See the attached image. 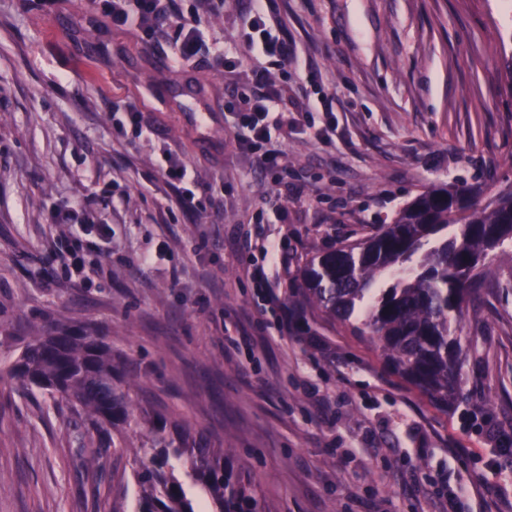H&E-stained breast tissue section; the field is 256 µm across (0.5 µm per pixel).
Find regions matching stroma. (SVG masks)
Returning <instances> with one entry per match:
<instances>
[{"label":"stroma","instance_id":"obj_1","mask_svg":"<svg viewBox=\"0 0 512 512\" xmlns=\"http://www.w3.org/2000/svg\"><path fill=\"white\" fill-rule=\"evenodd\" d=\"M197 13L207 51L183 64L118 28L91 0H0V512H108L119 485L134 508L132 416L113 441L64 402L16 389L3 368L28 337L64 326L102 337L140 376L136 404L232 449L261 512H491L484 480L512 477L485 437L512 440V266L465 314L460 386L433 405L362 336L280 321L289 273L312 250L356 242L436 182L512 185V0H267L287 70L246 43L252 0ZM233 52L234 75L211 49ZM283 95L329 96L336 132L273 129L288 202L232 146L224 103L254 69ZM135 106L142 135L112 136ZM194 170L201 205L180 207L163 148ZM98 200L111 236L65 261L74 234L54 207ZM151 265H143L144 255ZM101 468H83L84 451Z\"/></svg>","mask_w":512,"mask_h":512}]
</instances>
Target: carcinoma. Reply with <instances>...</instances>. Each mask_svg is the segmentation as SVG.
Here are the masks:
<instances>
[{
  "mask_svg": "<svg viewBox=\"0 0 512 512\" xmlns=\"http://www.w3.org/2000/svg\"><path fill=\"white\" fill-rule=\"evenodd\" d=\"M479 183H433L367 237L297 266L288 305L297 332L313 336L307 315L340 322L373 341L394 372L433 403L448 406L458 385L464 336L461 320L491 286L487 256L512 263V188L484 199ZM6 372L23 388L65 400L111 428L129 421L138 376L114 362L112 346L95 336L56 327L34 336ZM152 427L135 449L139 495L134 512H198L192 490L210 512H259L257 487L232 463L233 451L201 430L139 408Z\"/></svg>",
  "mask_w": 512,
  "mask_h": 512,
  "instance_id": "cac0c4a2",
  "label": "carcinoma"
}]
</instances>
